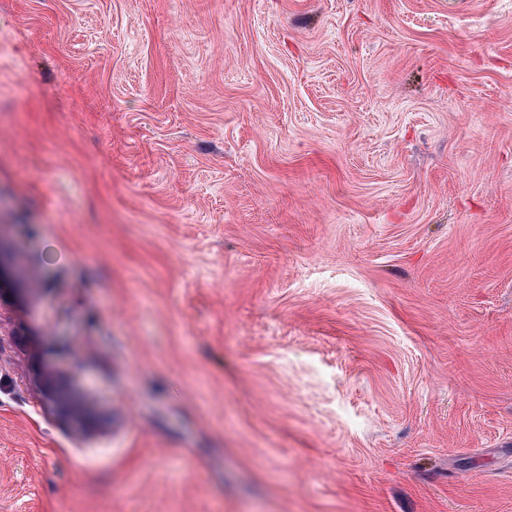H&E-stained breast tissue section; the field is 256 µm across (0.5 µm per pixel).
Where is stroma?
Wrapping results in <instances>:
<instances>
[{
    "label": "stroma",
    "instance_id": "stroma-1",
    "mask_svg": "<svg viewBox=\"0 0 512 512\" xmlns=\"http://www.w3.org/2000/svg\"><path fill=\"white\" fill-rule=\"evenodd\" d=\"M0 260V512H512V0H0Z\"/></svg>",
    "mask_w": 512,
    "mask_h": 512
}]
</instances>
